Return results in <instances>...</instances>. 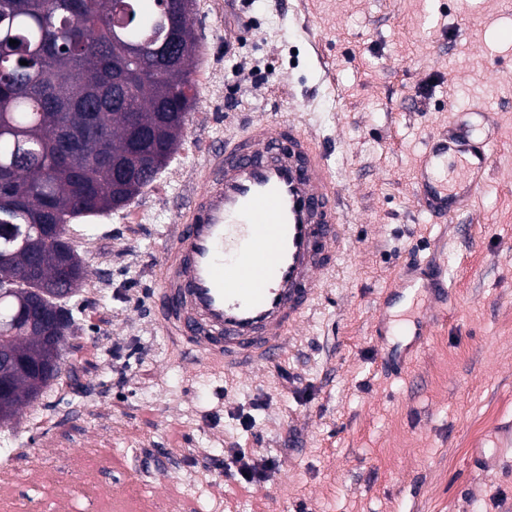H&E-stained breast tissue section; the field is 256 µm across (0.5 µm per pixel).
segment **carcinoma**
<instances>
[{
	"label": "carcinoma",
	"mask_w": 512,
	"mask_h": 512,
	"mask_svg": "<svg viewBox=\"0 0 512 512\" xmlns=\"http://www.w3.org/2000/svg\"><path fill=\"white\" fill-rule=\"evenodd\" d=\"M185 0H0V354L14 364L0 395V424L39 398L54 376L38 364L47 353L27 321L33 298L61 316L72 309L53 290L84 266L72 247L40 253L32 277L28 241L47 224L60 229L124 207L145 183L117 182L113 162L147 159L160 173L177 152L196 103L191 63L197 52ZM16 44L11 45L9 41ZM27 64L22 65L20 61ZM102 127L62 156V135Z\"/></svg>",
	"instance_id": "1"
}]
</instances>
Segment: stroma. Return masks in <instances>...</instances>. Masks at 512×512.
Masks as SVG:
<instances>
[{
  "instance_id": "35a3bbf8",
  "label": "stroma",
  "mask_w": 512,
  "mask_h": 512,
  "mask_svg": "<svg viewBox=\"0 0 512 512\" xmlns=\"http://www.w3.org/2000/svg\"><path fill=\"white\" fill-rule=\"evenodd\" d=\"M196 0L199 101L177 152L124 208L83 219L86 276L65 372L10 423L5 495L72 506L80 486L154 512H512V0ZM483 102L492 170L438 224L411 190L428 136ZM279 116L322 142L345 206L344 250L314 313L252 372L194 363L157 325V265L213 144ZM436 257L448 308L405 368L371 330L404 263ZM107 282L106 292L91 288ZM253 425L244 428L242 417ZM278 455L258 486L207 453Z\"/></svg>"
}]
</instances>
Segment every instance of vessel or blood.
<instances>
[{
	"label": "vessel or blood",
	"instance_id": "b4317fda",
	"mask_svg": "<svg viewBox=\"0 0 512 512\" xmlns=\"http://www.w3.org/2000/svg\"><path fill=\"white\" fill-rule=\"evenodd\" d=\"M468 123L451 120L431 134L419 157L412 192L435 218L466 208L492 167L493 147L478 138L491 112L473 106ZM464 177L449 186V159ZM200 188L160 256L155 304L165 332L204 363L219 357L241 368L274 361L311 313L323 276L344 245L336 177L317 140L292 121L270 117L229 142L209 148ZM425 263L400 268V302L431 294L448 304L443 273ZM429 325L376 318L383 345L421 346Z\"/></svg>",
	"mask_w": 512,
	"mask_h": 512
}]
</instances>
